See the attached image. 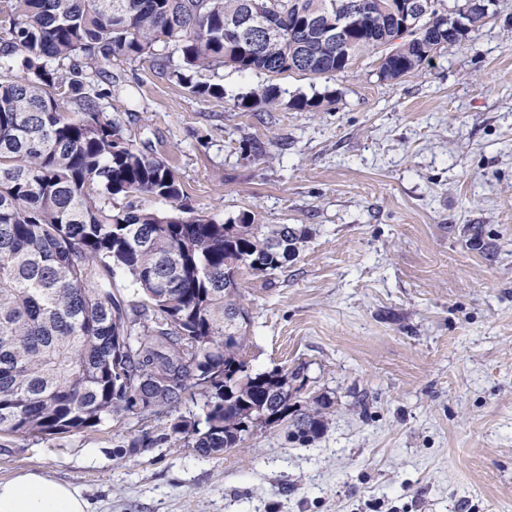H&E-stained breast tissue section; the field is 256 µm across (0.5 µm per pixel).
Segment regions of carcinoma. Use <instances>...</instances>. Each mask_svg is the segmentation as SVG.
I'll return each mask as SVG.
<instances>
[{
	"mask_svg": "<svg viewBox=\"0 0 512 512\" xmlns=\"http://www.w3.org/2000/svg\"><path fill=\"white\" fill-rule=\"evenodd\" d=\"M4 0L0 27V434L74 435L112 416L177 407L194 388L199 417L177 415L166 432L130 448L180 436L204 455L231 451L253 431L289 422L310 442L329 404L299 413L298 389L280 370L250 369L251 317L243 269L278 270L304 232L256 224L245 214L219 223L186 203L175 172L151 140H135L106 115L114 61L149 62L192 95L224 99L199 82L204 69L313 78L376 56L383 81L408 76L465 39L454 13L417 0L432 21L401 32L392 0ZM492 0H465L470 29ZM258 13L277 36L237 34ZM21 59L27 78L9 76ZM269 82L234 107L285 105L317 112L333 92L308 97ZM143 195L164 211L134 204ZM129 292L113 285L116 270Z\"/></svg>",
	"mask_w": 512,
	"mask_h": 512,
	"instance_id": "carcinoma-1",
	"label": "carcinoma"
}]
</instances>
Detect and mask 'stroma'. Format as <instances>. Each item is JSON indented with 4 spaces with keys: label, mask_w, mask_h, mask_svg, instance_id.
<instances>
[{
    "label": "stroma",
    "mask_w": 512,
    "mask_h": 512,
    "mask_svg": "<svg viewBox=\"0 0 512 512\" xmlns=\"http://www.w3.org/2000/svg\"><path fill=\"white\" fill-rule=\"evenodd\" d=\"M112 100L196 210L305 232L270 274L244 271L253 371L296 373L297 405L329 401L315 440L286 424L203 456L160 434L178 410L77 435L0 436V480L28 469L95 512H512V0L415 74L373 60L289 93L329 110L243 112L262 76L200 71L217 101L145 64L113 66ZM266 153L253 155L252 139Z\"/></svg>",
    "instance_id": "stroma-1"
}]
</instances>
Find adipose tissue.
<instances>
[{
	"mask_svg": "<svg viewBox=\"0 0 512 512\" xmlns=\"http://www.w3.org/2000/svg\"><path fill=\"white\" fill-rule=\"evenodd\" d=\"M0 512H94L91 502L67 482H54L39 470L0 480Z\"/></svg>",
	"mask_w": 512,
	"mask_h": 512,
	"instance_id": "adipose-tissue-1",
	"label": "adipose tissue"
}]
</instances>
